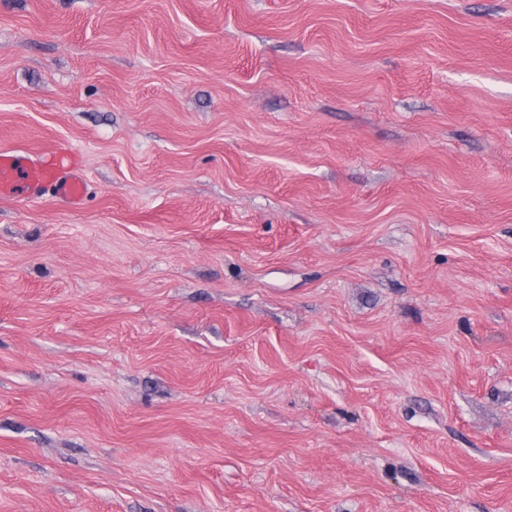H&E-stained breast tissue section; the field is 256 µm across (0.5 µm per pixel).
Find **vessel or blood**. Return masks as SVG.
I'll return each mask as SVG.
<instances>
[{"instance_id": "1", "label": "vessel or blood", "mask_w": 512, "mask_h": 512, "mask_svg": "<svg viewBox=\"0 0 512 512\" xmlns=\"http://www.w3.org/2000/svg\"><path fill=\"white\" fill-rule=\"evenodd\" d=\"M87 194L88 182L70 149L59 147L36 157L18 149L0 150V199L48 195L75 210Z\"/></svg>"}]
</instances>
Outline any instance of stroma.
I'll use <instances>...</instances> for the list:
<instances>
[{"mask_svg":"<svg viewBox=\"0 0 512 512\" xmlns=\"http://www.w3.org/2000/svg\"><path fill=\"white\" fill-rule=\"evenodd\" d=\"M0 512H512V0H0ZM49 194L68 209H79L88 194V182L74 153L55 148L37 157L18 149L0 150V199Z\"/></svg>","mask_w":512,"mask_h":512,"instance_id":"35a3bbf8","label":"stroma"}]
</instances>
